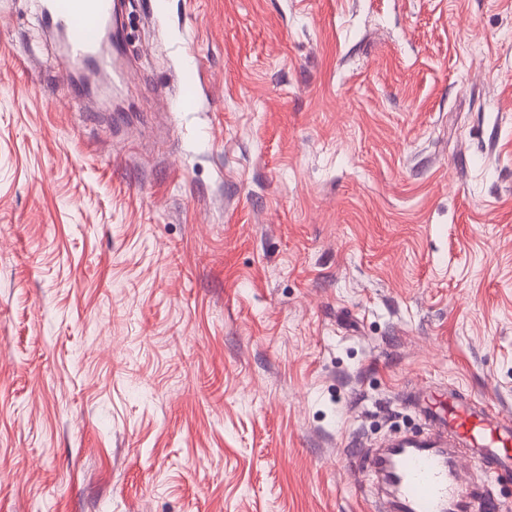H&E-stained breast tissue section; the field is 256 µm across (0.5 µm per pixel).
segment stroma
Here are the masks:
<instances>
[{
  "mask_svg": "<svg viewBox=\"0 0 512 512\" xmlns=\"http://www.w3.org/2000/svg\"><path fill=\"white\" fill-rule=\"evenodd\" d=\"M123 2L77 100L0 0V512H379L412 390L512 413V0Z\"/></svg>",
  "mask_w": 512,
  "mask_h": 512,
  "instance_id": "stroma-1",
  "label": "stroma"
}]
</instances>
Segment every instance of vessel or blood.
<instances>
[{"instance_id": "obj_1", "label": "vessel or blood", "mask_w": 512, "mask_h": 512, "mask_svg": "<svg viewBox=\"0 0 512 512\" xmlns=\"http://www.w3.org/2000/svg\"><path fill=\"white\" fill-rule=\"evenodd\" d=\"M117 0H44L46 24L64 34L70 54L96 59ZM410 405L427 429L368 458L359 471L385 487L383 512H491L490 487L512 467V415L462 394L418 393Z\"/></svg>"}]
</instances>
